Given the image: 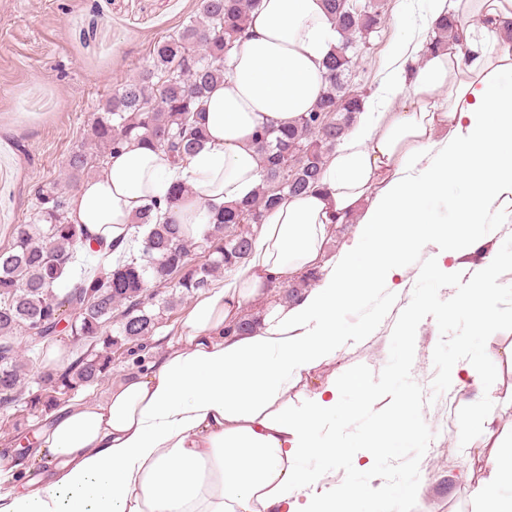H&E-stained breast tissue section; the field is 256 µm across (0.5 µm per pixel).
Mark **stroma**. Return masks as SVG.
I'll return each mask as SVG.
<instances>
[{
	"label": "stroma",
	"instance_id": "35a3bbf8",
	"mask_svg": "<svg viewBox=\"0 0 512 512\" xmlns=\"http://www.w3.org/2000/svg\"><path fill=\"white\" fill-rule=\"evenodd\" d=\"M384 3V23L359 40L347 75L350 89L366 100L375 97L412 23L402 14L401 0ZM196 9L197 0H0V251L9 247L14 228L32 218L37 186L65 180L66 157L83 138L93 113L137 74L154 43L180 29ZM412 291L409 285L396 293L376 290L344 310L343 326L369 325V335L340 337L335 360L289 390V407L300 406L303 396L355 365L380 373L397 316ZM192 301L187 295L161 309L147 339L150 360L178 346ZM439 338L434 318H424L416 331L411 375L426 392L435 376L432 355ZM52 347L67 363L88 351L87 345L64 335L49 347L19 336L27 376L18 402L37 391L41 377L51 370L47 353ZM510 347L512 331L496 332L486 342L497 370L491 389L483 388L470 367L464 393L446 392L425 404L423 418L434 437L420 461L416 512H490V504L473 494L477 480L486 474L484 457L475 453L482 442L458 446L457 413L489 395L502 429L500 443L512 444V362L503 355Z\"/></svg>",
	"mask_w": 512,
	"mask_h": 512
}]
</instances>
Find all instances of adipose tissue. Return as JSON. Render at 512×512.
<instances>
[{"label":"adipose tissue","mask_w":512,"mask_h":512,"mask_svg":"<svg viewBox=\"0 0 512 512\" xmlns=\"http://www.w3.org/2000/svg\"><path fill=\"white\" fill-rule=\"evenodd\" d=\"M417 33L390 62L373 101L361 104L317 186L270 209L249 263L232 281L196 294L180 348L148 372L127 374L105 398L48 413L34 436L47 473L18 483L0 454V512H353L383 486L326 485V471L301 459L348 457L336 442L339 389L328 382L295 411L288 390L336 357L339 311L393 286L417 246L437 248L424 277L447 281V259L485 248L492 211L512 207V0H403ZM457 22L452 48L423 31L445 15ZM340 36L322 0H259L247 35L225 61L228 74L207 103L209 139L186 165L128 144L70 196L69 219L86 243L122 237L135 214L176 180L190 192L173 212L186 237L212 206L249 200L263 179L256 135L311 112L324 63ZM464 178L465 239L439 227L427 207ZM353 227L338 259L327 244ZM320 272L289 305L269 308L245 334L225 335L256 297ZM475 490L495 512H512V457H489Z\"/></svg>","instance_id":"adipose-tissue-1"}]
</instances>
